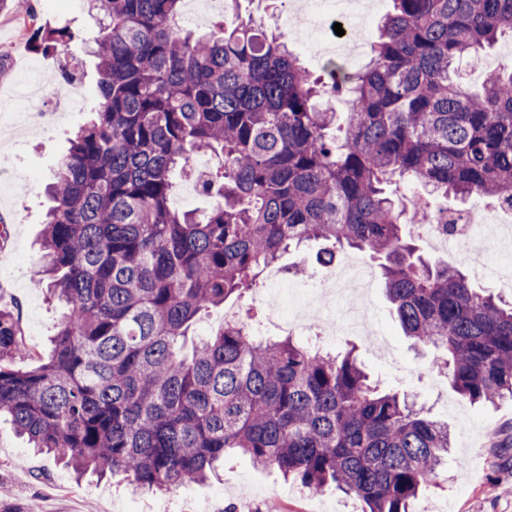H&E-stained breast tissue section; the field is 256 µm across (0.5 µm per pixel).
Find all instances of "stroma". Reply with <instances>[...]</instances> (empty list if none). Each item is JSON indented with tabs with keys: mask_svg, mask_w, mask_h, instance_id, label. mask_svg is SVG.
<instances>
[{
	"mask_svg": "<svg viewBox=\"0 0 512 512\" xmlns=\"http://www.w3.org/2000/svg\"><path fill=\"white\" fill-rule=\"evenodd\" d=\"M40 24L70 26L92 35L98 15L87 0H31ZM79 67L72 92L83 99L77 109L55 117L64 86L62 71L70 55ZM40 65L42 88L22 102V109L42 113L41 121L0 123V269L11 276L0 284V308L11 309L22 321L28 345L40 356L49 353V339L63 309L47 300L36 272L41 261V240L50 204L46 186L55 162L67 147L71 133L92 116L97 99L96 58L78 41L70 52L36 49L20 15L0 11V94L10 95L30 61ZM366 320L386 347L367 337L344 334L323 340V347H355L371 380L383 388L405 390L446 422L453 450L436 486L412 503V512H512V447L499 440L512 431V399L487 407L471 405L448 384L431 373L433 348L413 345L392 314L380 279H372ZM212 512L226 507L237 512H362L359 500L336 491L315 493L284 481L278 472L256 465L243 456L224 462L217 479L161 493L136 494L123 477L89 476L75 480L56 458L27 448L8 424H0V512H197L201 504Z\"/></svg>",
	"mask_w": 512,
	"mask_h": 512,
	"instance_id": "35a3bbf8",
	"label": "stroma"
}]
</instances>
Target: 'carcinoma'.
Wrapping results in <instances>:
<instances>
[{"instance_id": "1", "label": "carcinoma", "mask_w": 512, "mask_h": 512, "mask_svg": "<svg viewBox=\"0 0 512 512\" xmlns=\"http://www.w3.org/2000/svg\"><path fill=\"white\" fill-rule=\"evenodd\" d=\"M369 61L329 81L249 17L194 34L183 0H100L98 103L61 158L38 276L66 305L51 356L30 369L19 319L0 309V422L76 475L137 489L207 481L228 453L367 512H410L451 448L448 425L369 380L354 356L290 335L256 339L201 312L241 298L311 241L382 259L406 336L441 353L431 370L473 404L512 398V304L431 264L405 226L435 197L512 211V70L474 91L456 65L512 37V0H393ZM46 49L67 27L31 19ZM349 97L345 125L317 107ZM197 179L204 212L171 207L173 174ZM424 190L411 209L390 187ZM241 299L231 298L224 303V309L218 308L213 309L209 313H206L200 317L195 325V333L197 335H206L216 330L223 321L224 313L231 312L233 309H237Z\"/></svg>"}]
</instances>
